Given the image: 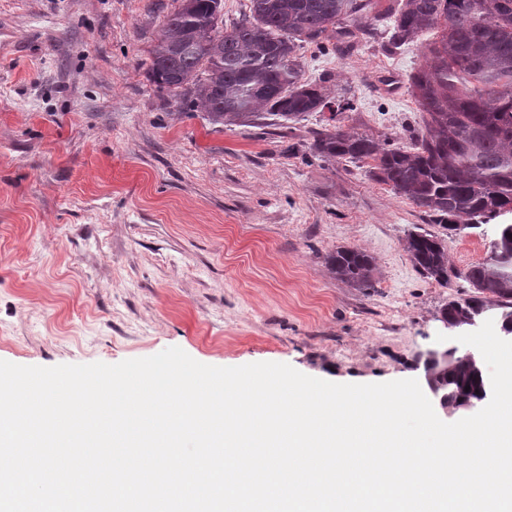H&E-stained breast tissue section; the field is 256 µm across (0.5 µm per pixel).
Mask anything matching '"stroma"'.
Masks as SVG:
<instances>
[{
  "instance_id": "35a3bbf8",
  "label": "stroma",
  "mask_w": 512,
  "mask_h": 512,
  "mask_svg": "<svg viewBox=\"0 0 512 512\" xmlns=\"http://www.w3.org/2000/svg\"><path fill=\"white\" fill-rule=\"evenodd\" d=\"M174 0H0V360L116 364L177 346L212 366L291 365L335 383L422 379L448 300L405 249L442 240L458 270L489 255L496 223L449 234L367 174L311 155L326 113L233 126L145 76ZM432 30L342 50L307 44L308 80L336 122L394 147L424 128L409 78ZM356 248L378 273L340 281ZM335 276L349 284L358 287H368L372 284L374 263L366 253L355 248H339L327 256Z\"/></svg>"
}]
</instances>
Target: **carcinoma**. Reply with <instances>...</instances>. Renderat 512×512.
<instances>
[{
  "label": "carcinoma",
  "mask_w": 512,
  "mask_h": 512,
  "mask_svg": "<svg viewBox=\"0 0 512 512\" xmlns=\"http://www.w3.org/2000/svg\"><path fill=\"white\" fill-rule=\"evenodd\" d=\"M393 19L389 42L400 45L436 28L439 40L411 77L425 114V134L407 149L328 124L309 149L324 161L371 160L375 180L448 223V234L479 228L512 211V0H249V14L224 27L222 0H180L150 50L146 73L160 89L204 110L214 123H246L262 112L295 121L329 107L322 85L303 77L299 51L367 31ZM405 247L425 277L446 287L463 278L476 295L443 307L454 328L499 308L500 331L512 335V224L498 225L488 257L458 272L442 241L411 234ZM335 276L372 284L374 263L355 248L327 256ZM437 381L452 401H478L491 390L480 361L454 351ZM470 390H465V387Z\"/></svg>",
  "instance_id": "carcinoma-1"
}]
</instances>
